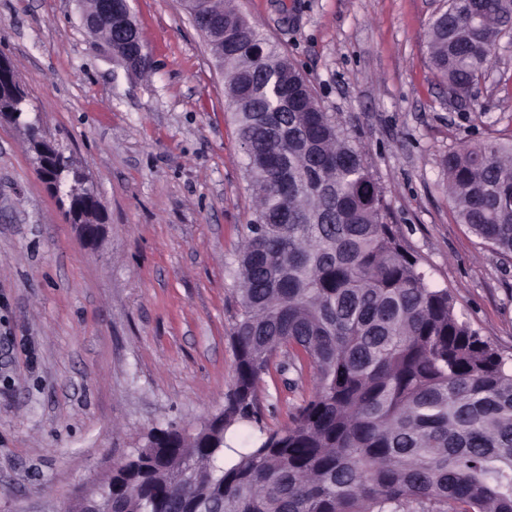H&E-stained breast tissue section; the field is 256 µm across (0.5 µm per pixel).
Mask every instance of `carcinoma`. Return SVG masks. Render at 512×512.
<instances>
[{"label":"carcinoma","instance_id":"1","mask_svg":"<svg viewBox=\"0 0 512 512\" xmlns=\"http://www.w3.org/2000/svg\"><path fill=\"white\" fill-rule=\"evenodd\" d=\"M240 41L226 93L255 202L236 258V380L219 418L154 427L112 467L103 512H512V364L433 288L385 221L384 194L339 119L288 56L231 5L203 0ZM512 33V0H451L428 32L455 92ZM256 43L252 60L238 44ZM0 75V119L24 112ZM462 223L512 258V143L444 159ZM290 424L224 465L227 430L254 417L263 376L303 372Z\"/></svg>","mask_w":512,"mask_h":512}]
</instances>
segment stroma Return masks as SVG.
I'll use <instances>...</instances> for the list:
<instances>
[{
	"label": "stroma",
	"instance_id": "35a3bbf8",
	"mask_svg": "<svg viewBox=\"0 0 512 512\" xmlns=\"http://www.w3.org/2000/svg\"><path fill=\"white\" fill-rule=\"evenodd\" d=\"M156 69L129 74L77 0H0V54L28 122L71 155L104 205L80 239L40 180L26 131L0 124V512H60L155 426L194 430L235 383L231 274L254 201L225 78L182 0H129ZM363 147L387 221L473 329L512 357V259L458 223L441 161L512 139V34L458 105L432 70L444 0H235ZM311 379L264 377L257 422H289Z\"/></svg>",
	"mask_w": 512,
	"mask_h": 512
}]
</instances>
